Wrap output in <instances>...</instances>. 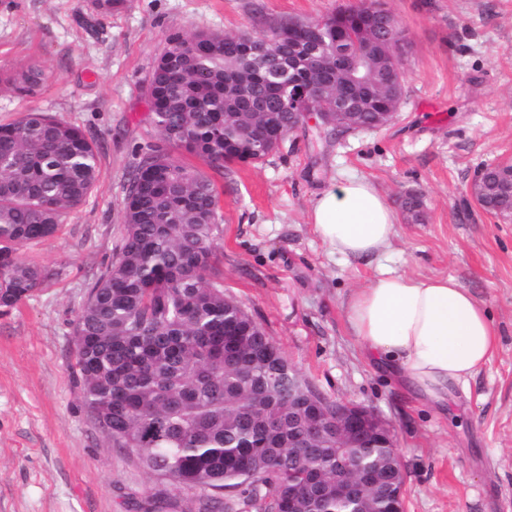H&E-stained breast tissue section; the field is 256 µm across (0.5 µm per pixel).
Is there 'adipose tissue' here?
Returning <instances> with one entry per match:
<instances>
[{"instance_id":"obj_1","label":"adipose tissue","mask_w":512,"mask_h":512,"mask_svg":"<svg viewBox=\"0 0 512 512\" xmlns=\"http://www.w3.org/2000/svg\"><path fill=\"white\" fill-rule=\"evenodd\" d=\"M308 221L332 251L356 261L379 258L396 230L386 196L357 178L317 195ZM345 308L368 359L439 406L456 399L498 346L499 329L490 311L451 277L383 270L354 289Z\"/></svg>"}]
</instances>
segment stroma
I'll list each match as a JSON object with an SVG mask.
<instances>
[{
	"instance_id": "obj_1",
	"label": "stroma",
	"mask_w": 512,
	"mask_h": 512,
	"mask_svg": "<svg viewBox=\"0 0 512 512\" xmlns=\"http://www.w3.org/2000/svg\"><path fill=\"white\" fill-rule=\"evenodd\" d=\"M403 33L404 96L387 126L325 138L291 131L259 165L216 171L175 150L220 195L224 293L239 302L321 395L365 406L391 427L405 512H512V223L471 197L482 166L512 161V0H384ZM361 0H130L79 19L90 0H0V77L41 66L29 96L0 91V123L54 112L95 140L101 176L58 231L20 250L60 276L0 316V512H137L159 493L170 512L196 496L164 488L111 445L82 400L72 329L95 273L120 237L127 172L156 139L146 79L170 34L270 30L357 7ZM351 177L391 204L424 195L423 222L398 219L382 264L453 277L492 313L499 344L451 407L423 403L370 363L345 303L376 264L332 254L307 222L312 200Z\"/></svg>"
}]
</instances>
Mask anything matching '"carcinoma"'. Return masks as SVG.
Returning <instances> with one entry per match:
<instances>
[{"label": "carcinoma", "instance_id": "cac0c4a2", "mask_svg": "<svg viewBox=\"0 0 512 512\" xmlns=\"http://www.w3.org/2000/svg\"><path fill=\"white\" fill-rule=\"evenodd\" d=\"M100 15L118 13L126 0H92ZM380 0L325 17L288 21L271 30L288 33L286 58L263 69L249 64L245 42L263 33L228 35L198 31L166 39L147 80L150 120L159 142L141 153L123 201V234L112 262L95 277L73 327L76 375L83 402L105 437L139 459L151 474L178 491L198 493L197 512H220L222 493L246 486L248 503L261 512H288V492L308 471L336 473L347 458L354 478L367 470L398 471L395 449L338 448L333 437L314 443L305 434L304 404L288 400V386L309 388L281 350L237 301L224 296L217 268L221 233L219 198L212 181L181 164V148L208 164H258L285 136L303 125L316 103L302 98L293 113L278 110L273 71L293 63L289 76L301 87L317 80L318 67L334 75L327 95H347L357 105L355 123L370 127L387 100L367 81L369 66L392 59L402 40L388 28ZM369 64L361 84L346 80L360 47ZM42 81L38 64L5 82L16 94ZM266 105L257 117L243 93ZM500 165L480 170L481 207L509 213ZM100 178L94 139L49 112L31 110L0 124V315L10 313L60 275L24 261L19 250L52 236L62 219L86 201ZM406 220L422 219V201L402 202ZM280 428L270 434L267 419ZM389 512L388 491L368 490L336 501V483L310 489L306 512Z\"/></svg>", "mask_w": 512, "mask_h": 512}]
</instances>
